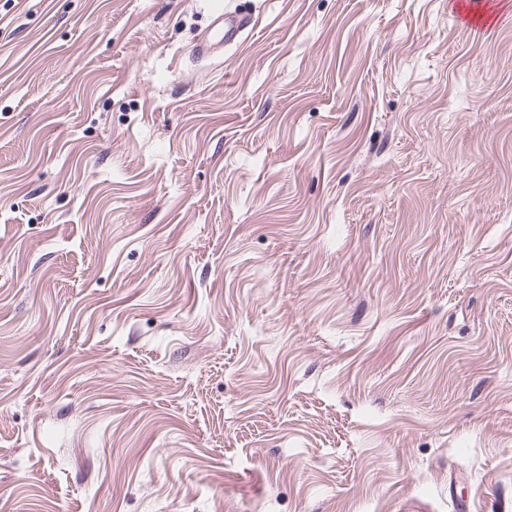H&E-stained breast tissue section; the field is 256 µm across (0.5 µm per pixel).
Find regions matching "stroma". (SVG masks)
<instances>
[{
    "mask_svg": "<svg viewBox=\"0 0 512 512\" xmlns=\"http://www.w3.org/2000/svg\"><path fill=\"white\" fill-rule=\"evenodd\" d=\"M500 2L0 0V512H512ZM224 9L217 7L213 11L212 28L201 36L193 46V54L198 59L213 56L224 44L237 41L247 29H252L256 21L251 15L232 16L224 18ZM225 23V26H224Z\"/></svg>",
    "mask_w": 512,
    "mask_h": 512,
    "instance_id": "35a3bbf8",
    "label": "stroma"
}]
</instances>
